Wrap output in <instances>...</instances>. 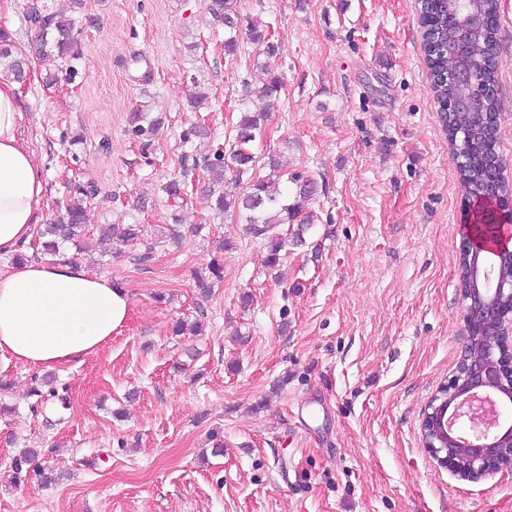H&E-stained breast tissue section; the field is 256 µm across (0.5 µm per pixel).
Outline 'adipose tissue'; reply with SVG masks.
Returning a JSON list of instances; mask_svg holds the SVG:
<instances>
[{
    "label": "adipose tissue",
    "instance_id": "obj_1",
    "mask_svg": "<svg viewBox=\"0 0 512 512\" xmlns=\"http://www.w3.org/2000/svg\"><path fill=\"white\" fill-rule=\"evenodd\" d=\"M17 82L0 78V253L28 244L45 178L18 135ZM130 297L81 265L25 262L0 272V355L33 370L99 352L128 320Z\"/></svg>",
    "mask_w": 512,
    "mask_h": 512
}]
</instances>
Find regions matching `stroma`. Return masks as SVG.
Segmentation results:
<instances>
[{"instance_id": "35a3bbf8", "label": "stroma", "mask_w": 512, "mask_h": 512, "mask_svg": "<svg viewBox=\"0 0 512 512\" xmlns=\"http://www.w3.org/2000/svg\"><path fill=\"white\" fill-rule=\"evenodd\" d=\"M74 12L83 63L53 86L32 66L19 133L46 179L45 214L72 181L96 189L95 223L139 224L121 258L84 266L128 291L126 326L98 353L31 370L0 356V512H512V471L473 482L438 466L420 425L464 345L458 273L463 197L431 88L415 0H236L271 22L283 85L257 147L315 178L319 220L278 271L188 175L179 135L193 84L227 146L255 48L225 56L207 0H46ZM496 151L512 181V0H499ZM163 112L143 158L127 133ZM180 243L158 242L172 213ZM235 243L222 253L221 240ZM153 257L135 262L147 243ZM224 256L198 297L194 274ZM251 294L242 305V294ZM198 335H173L176 321ZM51 379L55 398L34 387ZM38 448L37 471L9 481Z\"/></svg>"}]
</instances>
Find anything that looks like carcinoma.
<instances>
[{
  "instance_id": "1",
  "label": "carcinoma",
  "mask_w": 512,
  "mask_h": 512,
  "mask_svg": "<svg viewBox=\"0 0 512 512\" xmlns=\"http://www.w3.org/2000/svg\"><path fill=\"white\" fill-rule=\"evenodd\" d=\"M462 6L487 18L483 30L469 42L462 54L450 56L442 51V41L432 33L422 34L424 53L431 71L433 89L449 132H458L457 144L465 164L458 166V181L465 198L471 201L480 196L496 201L508 194V185L501 169L490 164L495 155L499 103L493 88L496 86V67L488 63L495 52L498 26L490 20L497 11V0H464ZM209 13L224 24V53L234 55L240 47V30H246L250 43L261 47L258 55L264 61L256 63L265 79L255 91L245 83L250 106L240 113L234 126L232 143L227 149L211 145L210 129L201 121L190 124L181 132V141L189 151L180 156L183 178H174L164 184L162 191L177 205L186 195L184 177L192 171H201L208 177L207 189L213 210L219 216L234 218L245 225L246 233L258 240L266 249V266L275 269L281 265L283 251L288 245L305 244V234L315 221L308 204L318 191L317 182L300 173H288L280 157L269 153L259 162L255 146L263 141L269 119L268 102L274 99L282 86V75L275 68L281 54V45L272 39L271 23L260 16L245 19L233 9L232 0H208ZM425 28L448 29L452 23L451 6L440 0H428ZM27 19L35 31L33 53L40 63L50 66L43 82L58 81L64 74L73 77L83 59L81 30L76 18L45 6L31 4ZM12 38L0 30V77L23 82L28 69L27 61L14 56ZM485 66L477 71L478 91L471 103L448 111V100L459 95L456 85L444 75L456 69L463 59ZM163 117L151 116L144 106L129 113V132L140 153L148 158L155 151V139ZM232 173L225 179V172ZM95 193L91 185L74 184L68 187L65 203L57 206L49 222L39 226L32 243V258L51 257L54 261L79 264L85 246L96 243L103 254L121 257L125 248L142 236L141 224H94L87 201ZM224 279V263L220 256L212 258L205 269L196 273L195 288L207 296ZM39 451L29 448L12 461L11 479L25 481L29 467Z\"/></svg>"
}]
</instances>
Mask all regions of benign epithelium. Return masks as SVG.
<instances>
[{
  "label": "benign epithelium",
  "mask_w": 512,
  "mask_h": 512,
  "mask_svg": "<svg viewBox=\"0 0 512 512\" xmlns=\"http://www.w3.org/2000/svg\"><path fill=\"white\" fill-rule=\"evenodd\" d=\"M483 19L467 14L455 19L462 33L481 29ZM476 225H462L460 257L470 261L476 240ZM461 289L462 321L466 332L460 360L454 373L439 385L429 399L421 438L437 463L468 480H479L503 469L512 470V428L499 426L494 398L512 396V278L498 277L492 295L477 285V278L464 269ZM497 315L481 319L491 301ZM471 431L465 438L457 425Z\"/></svg>",
  "instance_id": "1"
}]
</instances>
